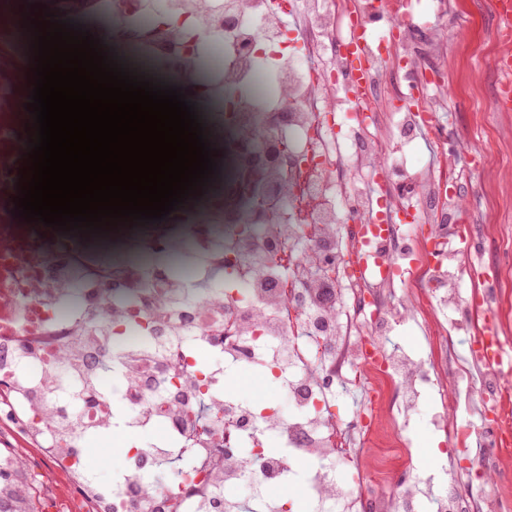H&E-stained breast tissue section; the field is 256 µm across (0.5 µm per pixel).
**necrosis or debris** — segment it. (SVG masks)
Returning a JSON list of instances; mask_svg holds the SVG:
<instances>
[{
  "label": "necrosis or debris",
  "instance_id": "1",
  "mask_svg": "<svg viewBox=\"0 0 512 512\" xmlns=\"http://www.w3.org/2000/svg\"><path fill=\"white\" fill-rule=\"evenodd\" d=\"M399 12L393 0H187L189 49L155 41L143 11L114 29L118 61L180 87L218 149V173L200 198L164 220L106 234L62 232L16 218L0 224V499L37 512H288L278 493L304 472L316 512H496L462 490L435 493L410 477L385 410L403 422L424 389L470 382L484 362L490 319L484 285L442 246L448 200L464 172L449 158L447 38L436 16ZM391 25L366 49L354 84L348 54L381 7ZM223 16L222 40L196 42L202 14ZM213 59L204 85L197 63ZM437 142L432 163L404 162L411 130ZM373 253L379 283L358 274ZM286 253L289 290L272 281L271 255ZM402 297L374 302L376 287ZM457 310L472 338L452 355L447 328L431 323V356L384 349L408 315ZM210 359L199 366L198 351ZM370 372H363V365ZM231 367L263 373L291 401L259 406L224 393ZM362 389L339 416L337 393ZM119 437L125 466L108 490L89 473L91 440ZM283 450L268 453L267 438ZM392 449L375 471L367 450ZM173 471L153 484L154 469ZM256 495L233 496L244 478ZM387 497L372 495L375 485Z\"/></svg>",
  "mask_w": 512,
  "mask_h": 512
}]
</instances>
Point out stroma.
<instances>
[{"mask_svg": "<svg viewBox=\"0 0 512 512\" xmlns=\"http://www.w3.org/2000/svg\"><path fill=\"white\" fill-rule=\"evenodd\" d=\"M15 18L10 0H0V73L12 81L9 90L0 92V117L17 124L25 122L24 89L30 64L28 41L9 35ZM494 29L489 0H464L453 9L446 23L448 38V110L441 117L451 138V154L467 164L471 152H480L485 168H472L468 189L462 199L472 220L473 239L484 240V225H501L512 238V123L505 125L490 102L494 75L482 46ZM402 439L412 458L413 472L423 475L422 458L430 443H437L446 462L431 480L441 486L452 478H469L473 498L492 494L499 512H512V464L490 468L482 444L468 454H457L445 433L435 431L425 420L414 419L402 431Z\"/></svg>", "mask_w": 512, "mask_h": 512, "instance_id": "obj_1", "label": "stroma"}]
</instances>
